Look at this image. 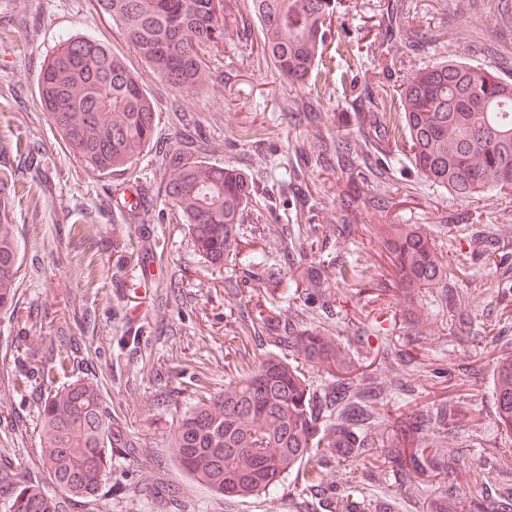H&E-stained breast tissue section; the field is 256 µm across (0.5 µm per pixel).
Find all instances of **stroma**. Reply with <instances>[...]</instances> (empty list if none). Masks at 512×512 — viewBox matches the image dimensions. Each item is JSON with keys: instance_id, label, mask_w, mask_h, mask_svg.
Masks as SVG:
<instances>
[{"instance_id": "1", "label": "stroma", "mask_w": 512, "mask_h": 512, "mask_svg": "<svg viewBox=\"0 0 512 512\" xmlns=\"http://www.w3.org/2000/svg\"><path fill=\"white\" fill-rule=\"evenodd\" d=\"M324 69L302 87H289L258 57L261 26L249 0H230L228 19L243 28L209 59L210 80L197 94L177 91L142 63L95 0H0V177L14 185L9 217L21 248L22 285L15 306L0 310V466L47 480L39 464V392L18 379L29 366L75 359L76 373L97 378L103 399L128 441L115 449L112 471L96 509L69 502L67 512H323L322 496L304 495L308 476L322 488H344L346 466L310 461L278 489L246 498L218 495L187 476L171 448L178 420L198 398L221 394L246 367H257L274 343L248 328L243 308L244 263L216 269L193 250L186 227L160 192L161 156L140 155L129 173L100 176L85 170L57 136L37 94L45 58L65 39L102 40L125 58L155 104L158 144L200 130L207 161L237 168L273 191L275 209L249 208L244 252L265 251L283 279L266 315L293 313L284 297L296 272L284 251L300 255V241L284 243L288 224L320 225L326 249L352 270L335 281L352 322L380 336L405 337L392 316L404 305L386 288L388 267L381 228L422 225L440 245L468 259L449 265L463 305L490 315L512 337V282L493 265L471 260L470 242L483 234L512 252V190L461 199L419 176L407 144L378 140L375 113L401 121L396 90L413 71L445 59L493 65L512 80V29L500 23L504 0H335ZM335 141L339 161L319 156V137ZM42 156L29 167L17 145ZM137 176L146 215L125 223L110 199ZM350 200V236H337V210ZM133 237L140 248L124 276L112 274L116 244ZM234 288H225V281ZM423 333V369L407 370L417 402L460 406L458 437L445 439V456L463 455L448 477L465 487L480 455L503 446L496 431L492 371L512 347H467L444 330L431 295L417 297ZM245 357H238V350ZM437 485L418 480L394 492L389 469L370 471L353 490L359 500L391 496L393 512H416L437 497Z\"/></svg>"}]
</instances>
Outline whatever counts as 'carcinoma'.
Here are the masks:
<instances>
[{
  "label": "carcinoma",
  "mask_w": 512,
  "mask_h": 512,
  "mask_svg": "<svg viewBox=\"0 0 512 512\" xmlns=\"http://www.w3.org/2000/svg\"><path fill=\"white\" fill-rule=\"evenodd\" d=\"M101 14L120 28L126 42L162 81L186 93L204 90L207 57L231 30L224 0H95ZM262 29L260 50L293 87L305 85L322 58L331 0H250ZM403 126L378 120L383 137L404 138L424 179L464 198L495 188H512V82L488 67L459 60L424 67L399 91ZM40 106L67 152L99 175L131 169L155 143V110L150 96L124 58L100 40L69 38L44 60L38 83ZM170 176L164 200L185 224L194 251L213 267L240 256L243 223L259 188L234 168L208 163L186 145L159 150ZM8 187L0 185V309L11 307L20 287V256L14 225L8 223ZM301 251L320 255L297 268L290 300L343 318L331 280L347 263L323 254L318 226L305 229ZM384 246L394 286L414 298L441 287L446 329L466 330L473 347L502 339L490 334L448 296V262L435 239L416 224H389ZM247 277L272 295L280 282L262 253L252 255ZM257 316L267 338L327 373L315 386L299 365L271 356L257 370L230 381L216 398L198 400L179 422L174 460L193 480L225 497H248L276 488L311 456L344 464L362 458L389 465L398 486L421 476L444 478L459 460H445L420 443L426 430L457 432L458 410L446 401L423 405L408 416L382 417L378 407L398 395H412L401 369L422 360L408 345L422 336L415 309L401 311L413 332L403 342L381 338L368 355L369 338L358 326L342 343L301 319L283 322ZM45 386L39 414L41 465L57 492L40 481L0 467V512H65L66 502L96 505L101 482L112 470V449L126 448L123 431L103 406L101 384L76 377L61 384L66 359L36 367ZM496 424L512 428V354L502 356L493 374ZM331 512H392V500L359 508L346 491L326 494ZM485 512H512V487L489 498Z\"/></svg>",
  "instance_id": "cac0c4a2"
}]
</instances>
